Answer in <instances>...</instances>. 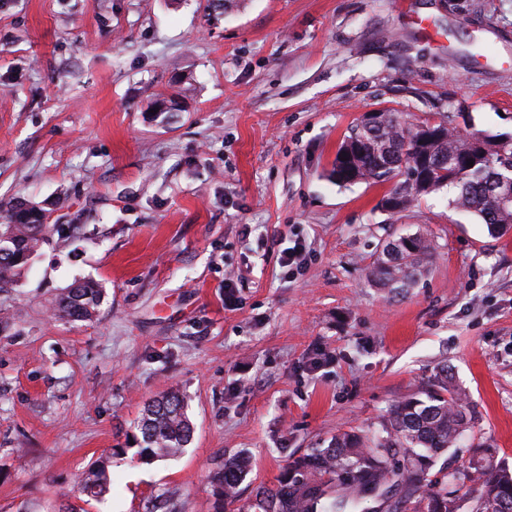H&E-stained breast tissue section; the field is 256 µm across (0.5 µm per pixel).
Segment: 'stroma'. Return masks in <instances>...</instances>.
Here are the masks:
<instances>
[{"label":"stroma","instance_id":"obj_1","mask_svg":"<svg viewBox=\"0 0 512 512\" xmlns=\"http://www.w3.org/2000/svg\"><path fill=\"white\" fill-rule=\"evenodd\" d=\"M375 107L512 135V0H0V204L53 226L0 288V512L79 504L104 458L89 512H216L238 454L246 505L441 366L512 462V230L448 191L393 214L388 185H336ZM409 233L434 259L395 296L368 272ZM80 281L95 317L54 316ZM170 389L193 438L142 462L133 423ZM249 473L248 460L241 456H231L224 459V463L214 471L211 476V483L214 494L220 502L217 512L235 511L230 507L235 504L239 497V485ZM104 462H95L81 474L78 481L79 494L87 499L83 502L90 505L92 501L103 502L112 490V472Z\"/></svg>","mask_w":512,"mask_h":512}]
</instances>
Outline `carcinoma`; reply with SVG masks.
<instances>
[{"label": "carcinoma", "mask_w": 512, "mask_h": 512, "mask_svg": "<svg viewBox=\"0 0 512 512\" xmlns=\"http://www.w3.org/2000/svg\"><path fill=\"white\" fill-rule=\"evenodd\" d=\"M427 141V158L415 150ZM501 136H483L477 150L470 136L455 133L445 119L413 123L408 115L386 112L385 124L357 134L347 163L334 160L329 176L341 185L391 183L398 200L392 213L409 209L420 199L443 189L456 190L454 208L486 224L493 235L512 227V210H503L490 192L499 177L512 175V148L502 149ZM473 166H468V163ZM431 176L419 180V169ZM23 204L6 208L8 223L0 224V288L25 268L27 254L36 251L50 229L28 219ZM433 243L420 234L388 241L370 270V278L391 294L416 287L428 272ZM102 291L92 282L73 285L55 304L61 318L90 320ZM465 393L457 389L448 368L436 369L425 398L410 397L393 405L369 433H336L325 448L288 457L277 485L261 487L249 505L254 512H380L387 489L400 486L415 497L413 512H512V465L496 460L490 447L477 443L478 456L453 473L438 475V459L476 424L465 411ZM143 461L175 457L191 441L194 427L185 402L175 391L149 403L134 425ZM249 473L248 460L231 456L214 471L211 483L220 512H229L239 497V485ZM112 490V472L95 462L81 474L79 494L84 503L102 502Z\"/></svg>", "instance_id": "obj_1"}]
</instances>
